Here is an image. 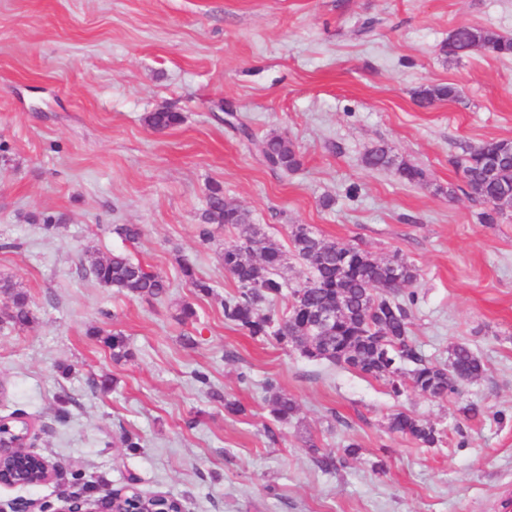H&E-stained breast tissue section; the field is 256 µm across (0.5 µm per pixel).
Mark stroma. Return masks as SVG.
<instances>
[{
    "label": "stroma",
    "mask_w": 512,
    "mask_h": 512,
    "mask_svg": "<svg viewBox=\"0 0 512 512\" xmlns=\"http://www.w3.org/2000/svg\"><path fill=\"white\" fill-rule=\"evenodd\" d=\"M464 24L512 36V0H0V277L22 283L35 310L25 327L0 323V417L27 416L33 451L56 466L45 484L0 487L1 501L55 503L75 482L108 491L134 476L184 512H502L512 217L477 223L456 160L512 140V58L443 54ZM440 84L460 96L419 106L416 91ZM161 109L180 123L151 130L144 118ZM271 133L297 169L259 157L254 142ZM377 146L424 169L427 185L368 168ZM216 185L283 248L305 224L405 258L419 274L418 349L444 362L466 343L485 376L459 401L397 397L227 323L236 286L220 253L238 235L197 232ZM117 224L140 225L141 238L123 241ZM90 252L129 253L171 287L157 299L104 287L81 268ZM185 259L211 294L185 284ZM186 304L195 321H179ZM113 331L131 352L118 363L103 343ZM104 380L114 388L96 390ZM269 381L299 405L274 444ZM228 398L243 415H225ZM465 402L481 415L466 417ZM396 411L433 423L442 444L387 434ZM126 434L139 447H123ZM350 443L358 458L329 472L315 463Z\"/></svg>",
    "instance_id": "35a3bbf8"
}]
</instances>
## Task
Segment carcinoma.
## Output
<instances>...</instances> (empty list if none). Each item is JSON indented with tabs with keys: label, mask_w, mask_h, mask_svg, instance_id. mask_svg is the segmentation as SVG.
Returning <instances> with one entry per match:
<instances>
[{
	"label": "carcinoma",
	"mask_w": 512,
	"mask_h": 512,
	"mask_svg": "<svg viewBox=\"0 0 512 512\" xmlns=\"http://www.w3.org/2000/svg\"><path fill=\"white\" fill-rule=\"evenodd\" d=\"M481 50L496 57L512 56V38L495 35L483 28L461 25L448 34L442 52L461 57ZM459 90L452 84L420 89L416 98L421 104L457 98ZM181 121V115L168 110L151 112L145 117L148 127L164 131ZM263 160L274 168L288 171L300 166L296 151L282 136L270 134L255 141ZM371 169L393 167L398 176L414 185L427 182L423 169L397 163L383 146L368 150L364 158ZM462 169L465 194L479 201L483 208L475 214L480 224H499L512 206V140H490L477 148L464 150L457 160ZM224 225L238 230L235 243L224 247L220 258L236 284V291L224 298V320L254 339L271 337L284 346L290 344L310 361H327L353 370L366 378L382 380L395 396L411 388L435 400L457 399L462 386L482 378L486 369L482 360L464 343L448 351V362L433 363L426 359L410 336L407 303L415 301L409 293L401 300L402 289L418 280L416 268L395 255L382 260L352 244L339 243L299 231H291L294 256L309 270L303 283L290 285L282 275L286 255L281 247L259 233L247 211L224 201L220 186L211 187L207 208L198 225L199 237L212 239L210 226ZM85 272L99 284L134 297L160 298L167 293L169 282L145 268L128 254L118 252L103 260H93ZM182 279L198 294L212 291L209 282L197 276L194 265L185 260L180 265ZM288 295V307L278 313L274 303ZM0 322L24 327L33 320L29 295L10 279H0ZM341 302L335 323L324 331L311 326V313L334 307ZM104 345L112 359L130 356L122 332L108 334ZM273 420L286 424L298 409L297 402L274 384L266 386ZM387 429L412 439L424 448L440 442V431L429 422L404 411L390 414Z\"/></svg>",
	"instance_id": "1"
}]
</instances>
